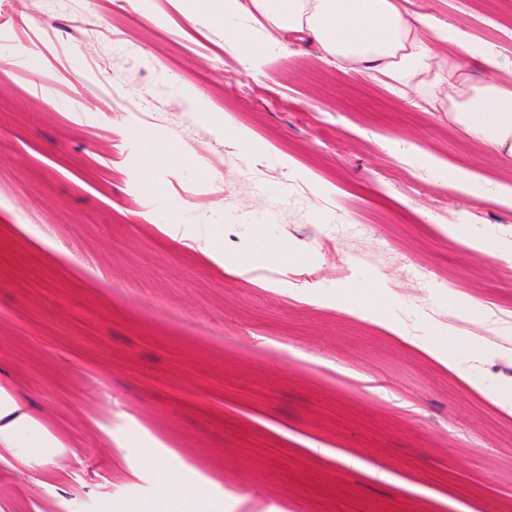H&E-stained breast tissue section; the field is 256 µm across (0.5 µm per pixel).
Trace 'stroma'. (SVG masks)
I'll use <instances>...</instances> for the list:
<instances>
[{
	"instance_id": "1",
	"label": "stroma",
	"mask_w": 512,
	"mask_h": 512,
	"mask_svg": "<svg viewBox=\"0 0 512 512\" xmlns=\"http://www.w3.org/2000/svg\"><path fill=\"white\" fill-rule=\"evenodd\" d=\"M403 4L512 66L500 0ZM24 7L0 11V392L61 448L0 439V512L153 502L145 448L222 512H512V206L401 148L494 182L512 160L302 42L251 74L186 0ZM146 135L186 158L152 192ZM397 327L474 348L446 366Z\"/></svg>"
}]
</instances>
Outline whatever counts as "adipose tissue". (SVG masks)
Segmentation results:
<instances>
[{"label":"adipose tissue","instance_id":"adipose-tissue-1","mask_svg":"<svg viewBox=\"0 0 512 512\" xmlns=\"http://www.w3.org/2000/svg\"><path fill=\"white\" fill-rule=\"evenodd\" d=\"M209 1L224 23L225 50L237 54L248 71L287 59L289 44L305 40L316 44L323 58L380 79L400 97H430L467 136L512 158V85L466 72L461 56L492 67L498 61L492 46L471 40L458 25L408 14L402 0ZM256 13L267 22L260 35L247 24ZM440 173L474 198L512 201L510 184L483 180L462 166ZM158 474L160 495L153 506L130 501L119 512H193V504L207 497L203 484L187 483L165 468Z\"/></svg>","mask_w":512,"mask_h":512}]
</instances>
